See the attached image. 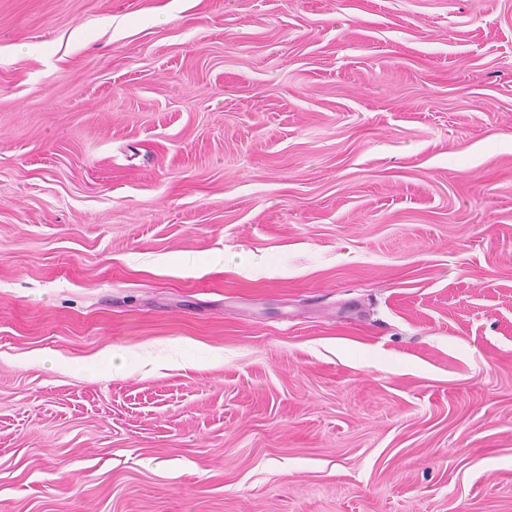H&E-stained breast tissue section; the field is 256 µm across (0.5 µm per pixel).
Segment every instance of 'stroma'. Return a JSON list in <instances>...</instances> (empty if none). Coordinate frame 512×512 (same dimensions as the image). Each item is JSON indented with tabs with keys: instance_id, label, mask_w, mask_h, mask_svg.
<instances>
[{
	"instance_id": "stroma-1",
	"label": "stroma",
	"mask_w": 512,
	"mask_h": 512,
	"mask_svg": "<svg viewBox=\"0 0 512 512\" xmlns=\"http://www.w3.org/2000/svg\"><path fill=\"white\" fill-rule=\"evenodd\" d=\"M0 512H512V0H0Z\"/></svg>"
}]
</instances>
